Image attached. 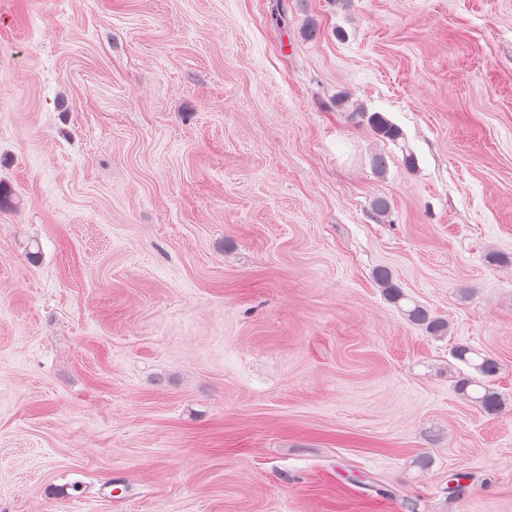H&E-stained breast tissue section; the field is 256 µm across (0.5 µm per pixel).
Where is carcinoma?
Returning a JSON list of instances; mask_svg holds the SVG:
<instances>
[{
	"instance_id": "obj_1",
	"label": "carcinoma",
	"mask_w": 512,
	"mask_h": 512,
	"mask_svg": "<svg viewBox=\"0 0 512 512\" xmlns=\"http://www.w3.org/2000/svg\"><path fill=\"white\" fill-rule=\"evenodd\" d=\"M367 121L377 136L393 142L401 138L400 129L381 113L370 114ZM376 278L388 300L398 304L405 299V294L388 271H377ZM405 315L408 321L424 327L432 336H444L448 332L447 322L431 316L427 309L418 304L405 310ZM453 356L476 372L474 376L464 375L457 380L456 389L459 394L478 405L488 415L500 414L505 408L504 398L492 386L493 379L499 371L497 360L464 344L455 347ZM470 479L471 476L466 473L451 474L448 477L449 494L456 499L466 497L470 491Z\"/></svg>"
}]
</instances>
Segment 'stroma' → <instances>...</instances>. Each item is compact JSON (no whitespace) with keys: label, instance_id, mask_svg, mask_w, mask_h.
<instances>
[{"label":"stroma","instance_id":"1","mask_svg":"<svg viewBox=\"0 0 512 512\" xmlns=\"http://www.w3.org/2000/svg\"><path fill=\"white\" fill-rule=\"evenodd\" d=\"M276 3L0 0V512H512V0ZM367 121L377 136L393 142L401 138L400 129L381 113L373 112L367 117ZM404 314L408 321L424 327L426 332L432 336H443L448 332L447 322L431 316L427 309L418 304L405 310ZM453 356L478 374V376L464 375L457 380L456 389L459 394L478 405L488 415L500 414L505 408L504 398L492 386L493 379L499 371L497 360L482 355L464 344L455 347Z\"/></svg>","mask_w":512,"mask_h":512}]
</instances>
